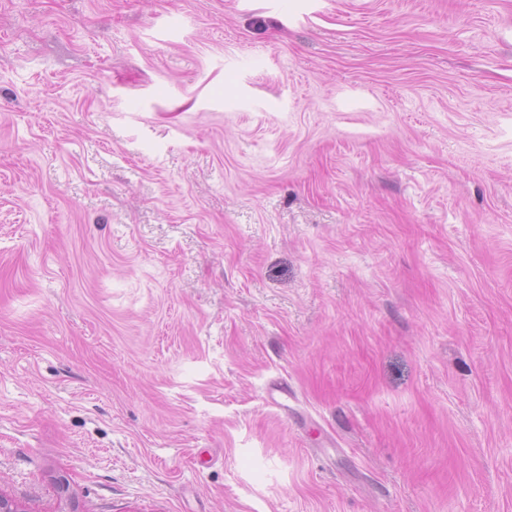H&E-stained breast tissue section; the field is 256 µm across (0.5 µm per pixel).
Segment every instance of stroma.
<instances>
[{
	"label": "stroma",
	"mask_w": 512,
	"mask_h": 512,
	"mask_svg": "<svg viewBox=\"0 0 512 512\" xmlns=\"http://www.w3.org/2000/svg\"><path fill=\"white\" fill-rule=\"evenodd\" d=\"M0 496L512 512V0H0Z\"/></svg>",
	"instance_id": "stroma-1"
}]
</instances>
